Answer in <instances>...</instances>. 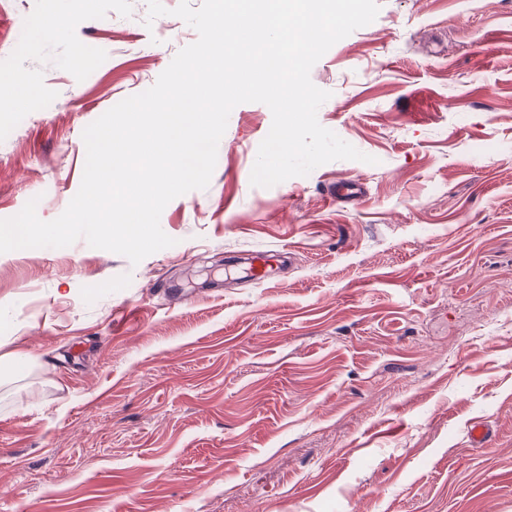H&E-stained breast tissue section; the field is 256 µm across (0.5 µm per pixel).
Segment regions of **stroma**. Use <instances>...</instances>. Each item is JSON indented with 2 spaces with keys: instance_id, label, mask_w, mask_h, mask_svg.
Segmentation results:
<instances>
[{
  "instance_id": "stroma-1",
  "label": "stroma",
  "mask_w": 512,
  "mask_h": 512,
  "mask_svg": "<svg viewBox=\"0 0 512 512\" xmlns=\"http://www.w3.org/2000/svg\"><path fill=\"white\" fill-rule=\"evenodd\" d=\"M162 3L0 12L32 89L0 93V219L61 215L84 129L197 40ZM378 4L310 73L372 163L252 186L272 114L242 103L161 214L174 246L0 253V356L41 357L0 382V512H512V0ZM251 250L279 276L242 278Z\"/></svg>"
}]
</instances>
